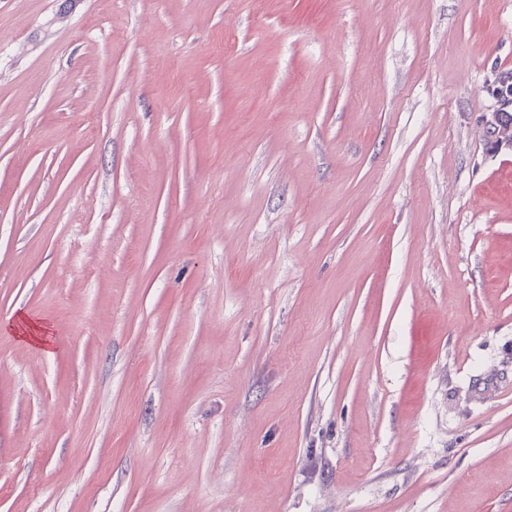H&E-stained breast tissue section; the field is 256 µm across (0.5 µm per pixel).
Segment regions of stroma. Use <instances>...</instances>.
<instances>
[{
  "label": "stroma",
  "mask_w": 512,
  "mask_h": 512,
  "mask_svg": "<svg viewBox=\"0 0 512 512\" xmlns=\"http://www.w3.org/2000/svg\"><path fill=\"white\" fill-rule=\"evenodd\" d=\"M510 71L512 0H0V512H512ZM487 91L494 100V106L478 119L485 150L491 154L503 149L512 152V79L501 76L488 86ZM19 338L48 351L54 344L49 327L40 319H34L27 314H20L16 326L13 327Z\"/></svg>",
  "instance_id": "obj_1"
}]
</instances>
